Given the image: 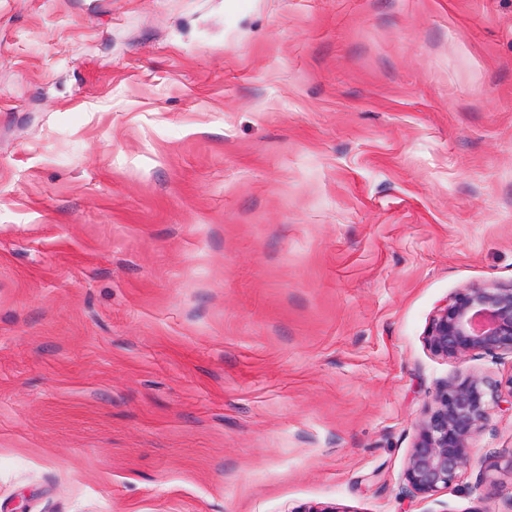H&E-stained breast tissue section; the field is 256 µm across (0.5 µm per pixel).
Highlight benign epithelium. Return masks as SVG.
<instances>
[{
    "label": "benign epithelium",
    "mask_w": 512,
    "mask_h": 512,
    "mask_svg": "<svg viewBox=\"0 0 512 512\" xmlns=\"http://www.w3.org/2000/svg\"><path fill=\"white\" fill-rule=\"evenodd\" d=\"M425 344L433 355L446 359L512 355V284L461 289L432 316ZM503 404L512 406V376L491 380L460 371L445 381L409 456L405 479L410 493L429 499L468 470H478L481 483L493 481V472L512 474V453L482 458L473 446L491 408Z\"/></svg>",
    "instance_id": "benign-epithelium-1"
}]
</instances>
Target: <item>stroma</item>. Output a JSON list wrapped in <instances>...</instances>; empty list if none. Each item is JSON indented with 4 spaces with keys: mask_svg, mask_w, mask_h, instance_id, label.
<instances>
[{
    "mask_svg": "<svg viewBox=\"0 0 512 512\" xmlns=\"http://www.w3.org/2000/svg\"><path fill=\"white\" fill-rule=\"evenodd\" d=\"M511 281L512 0H0V512H503L405 470ZM425 344L435 356L512 355V284L461 289L432 316Z\"/></svg>",
    "mask_w": 512,
    "mask_h": 512,
    "instance_id": "obj_1",
    "label": "stroma"
}]
</instances>
